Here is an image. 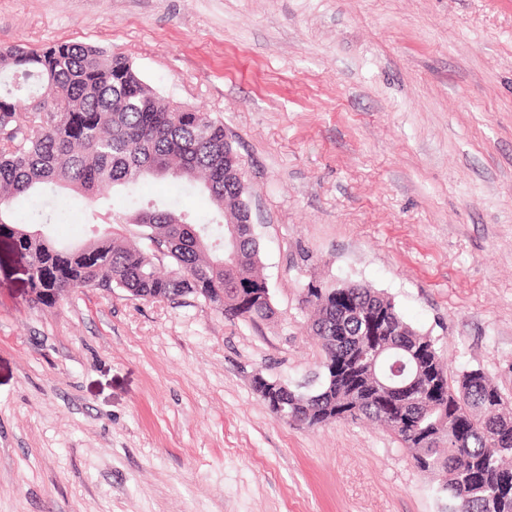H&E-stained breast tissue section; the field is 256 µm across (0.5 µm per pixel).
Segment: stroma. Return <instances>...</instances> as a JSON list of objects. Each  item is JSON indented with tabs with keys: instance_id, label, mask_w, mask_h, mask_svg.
I'll return each mask as SVG.
<instances>
[{
	"instance_id": "1",
	"label": "stroma",
	"mask_w": 512,
	"mask_h": 512,
	"mask_svg": "<svg viewBox=\"0 0 512 512\" xmlns=\"http://www.w3.org/2000/svg\"><path fill=\"white\" fill-rule=\"evenodd\" d=\"M57 42L223 120L276 317L120 288L40 308L1 266L0 512H442L393 433L289 426L251 379L313 375L304 297L352 283L512 397V0H0V47Z\"/></svg>"
}]
</instances>
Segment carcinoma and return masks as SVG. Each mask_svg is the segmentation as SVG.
Here are the masks:
<instances>
[{
    "mask_svg": "<svg viewBox=\"0 0 512 512\" xmlns=\"http://www.w3.org/2000/svg\"><path fill=\"white\" fill-rule=\"evenodd\" d=\"M0 242L41 288H121L139 299L194 296L230 322L271 321V301L241 308L265 288L259 244L246 219L248 187L224 122L165 101L120 53L60 42L40 50L0 48ZM171 178L208 194L207 218L139 196L149 178ZM122 190L133 209L80 245L36 226L62 224L75 194L89 203ZM241 228L237 258L224 231ZM311 329L324 359L317 383L287 385L285 406L308 428L365 419L390 430L413 465L437 482L446 512H512V401L481 369L450 381L434 340L413 329L383 293L357 284L307 289ZM368 347L382 362L359 359ZM431 376L436 392L398 389L392 364Z\"/></svg>",
    "mask_w": 512,
    "mask_h": 512,
    "instance_id": "obj_1",
    "label": "carcinoma"
}]
</instances>
